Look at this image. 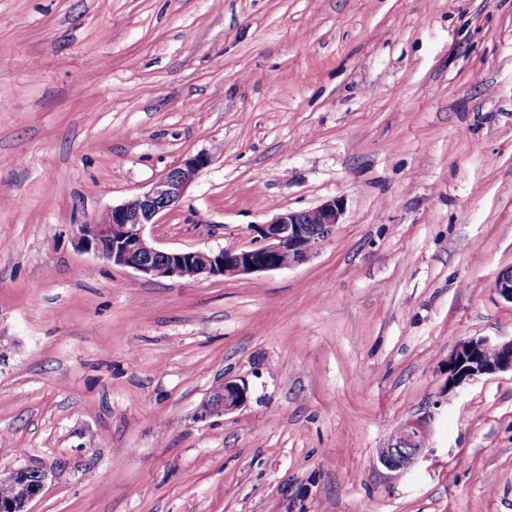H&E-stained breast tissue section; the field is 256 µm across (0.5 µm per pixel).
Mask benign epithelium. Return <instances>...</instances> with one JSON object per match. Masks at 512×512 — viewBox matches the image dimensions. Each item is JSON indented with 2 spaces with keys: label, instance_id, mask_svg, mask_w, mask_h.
<instances>
[{
  "label": "benign epithelium",
  "instance_id": "benign-epithelium-1",
  "mask_svg": "<svg viewBox=\"0 0 512 512\" xmlns=\"http://www.w3.org/2000/svg\"><path fill=\"white\" fill-rule=\"evenodd\" d=\"M212 162L197 153L180 160L161 174L144 193L112 208L99 219L77 227L76 247L114 266L129 268L146 279L159 277L199 281L211 277L289 269L307 262L341 224L344 203L330 199L306 210H288L259 227V240L233 251L220 249L161 250L146 236L149 224L177 207L200 171ZM495 290L512 303V268L497 277ZM512 372V339L494 342L487 338L461 342L448 358V387H457L485 374ZM248 401L246 384L226 378L201 403L198 417L228 414ZM432 416L407 419L392 442L379 449V462L392 470H406L424 450L431 432ZM47 475L39 469H18L0 483L13 488V495L0 499V512H30L28 506L42 492Z\"/></svg>",
  "mask_w": 512,
  "mask_h": 512
}]
</instances>
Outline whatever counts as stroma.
Returning <instances> with one entry per match:
<instances>
[{
	"mask_svg": "<svg viewBox=\"0 0 512 512\" xmlns=\"http://www.w3.org/2000/svg\"><path fill=\"white\" fill-rule=\"evenodd\" d=\"M199 152L160 248L342 222L196 282L76 249ZM508 267L512 0H0V474L46 473L31 512H512V373L447 383L512 339ZM227 377L246 405L199 419ZM505 371L512 373V339L463 341L448 358V386L457 387L478 376ZM431 422L430 414L407 419L397 429L389 446L379 449V462L392 470L408 469L424 450L425 442L417 443L429 438Z\"/></svg>",
	"mask_w": 512,
	"mask_h": 512,
	"instance_id": "35a3bbf8",
	"label": "stroma"
}]
</instances>
